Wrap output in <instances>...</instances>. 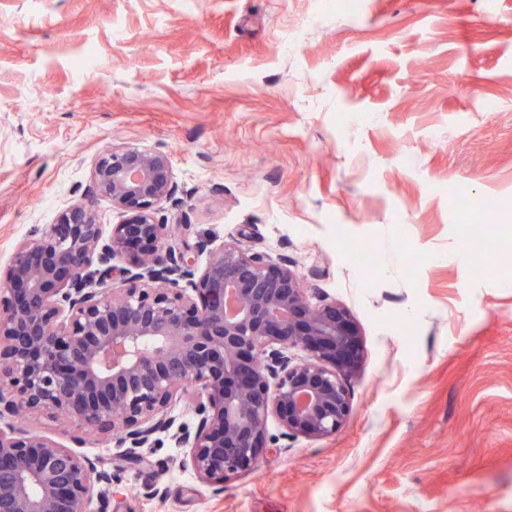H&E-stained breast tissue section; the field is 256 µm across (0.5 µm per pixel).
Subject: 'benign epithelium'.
<instances>
[{
  "label": "benign epithelium",
  "mask_w": 512,
  "mask_h": 512,
  "mask_svg": "<svg viewBox=\"0 0 512 512\" xmlns=\"http://www.w3.org/2000/svg\"><path fill=\"white\" fill-rule=\"evenodd\" d=\"M178 193L168 155L114 147L94 162L85 200L0 266V418H11L0 512H91L118 478L77 452L84 439L71 447L18 427L27 415L111 433L133 465L164 432L212 485L256 469L282 439H323L347 421L360 356L349 311L311 304L288 260L237 242L169 249L157 206ZM99 197L124 216L108 232ZM128 255L133 267L113 264ZM184 398L190 425L171 416Z\"/></svg>",
  "instance_id": "benign-epithelium-1"
}]
</instances>
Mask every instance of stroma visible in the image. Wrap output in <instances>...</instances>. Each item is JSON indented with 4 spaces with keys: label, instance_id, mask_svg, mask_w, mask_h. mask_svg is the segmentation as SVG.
<instances>
[{
    "label": "stroma",
    "instance_id": "stroma-1",
    "mask_svg": "<svg viewBox=\"0 0 512 512\" xmlns=\"http://www.w3.org/2000/svg\"><path fill=\"white\" fill-rule=\"evenodd\" d=\"M342 2L0 0V265L130 145L172 246L288 258L360 334L336 434L220 487L159 434L108 512H512V0Z\"/></svg>",
    "mask_w": 512,
    "mask_h": 512
}]
</instances>
